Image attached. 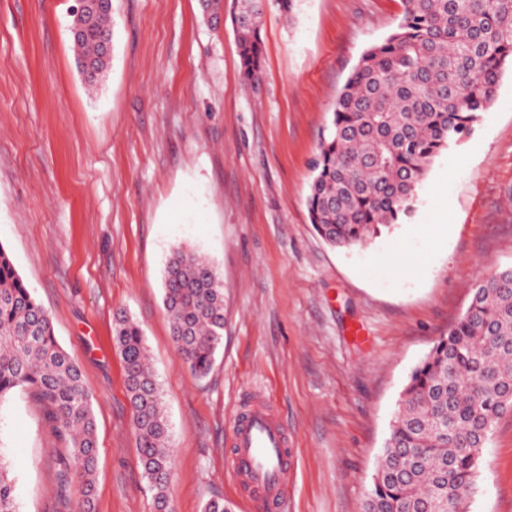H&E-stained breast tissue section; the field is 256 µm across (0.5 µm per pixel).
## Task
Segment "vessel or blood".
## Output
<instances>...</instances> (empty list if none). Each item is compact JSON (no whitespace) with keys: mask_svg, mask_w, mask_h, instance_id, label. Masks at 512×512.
I'll return each mask as SVG.
<instances>
[{"mask_svg":"<svg viewBox=\"0 0 512 512\" xmlns=\"http://www.w3.org/2000/svg\"><path fill=\"white\" fill-rule=\"evenodd\" d=\"M231 444L235 478L275 512H287V442L269 410L257 406L236 421Z\"/></svg>","mask_w":512,"mask_h":512,"instance_id":"1","label":"vessel or blood"}]
</instances>
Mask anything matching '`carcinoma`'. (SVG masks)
Here are the masks:
<instances>
[{
	"instance_id": "1",
	"label": "carcinoma",
	"mask_w": 512,
	"mask_h": 512,
	"mask_svg": "<svg viewBox=\"0 0 512 512\" xmlns=\"http://www.w3.org/2000/svg\"><path fill=\"white\" fill-rule=\"evenodd\" d=\"M396 30L367 49L339 92L313 161L310 224L330 246L362 248L408 215L433 160L469 134L494 102L512 62V0H402ZM261 0H235L241 77L262 78ZM78 63L89 86L104 76L102 38L112 0L72 16ZM164 303L177 352L192 373L210 372L224 337V288L213 263L182 247L166 265ZM113 338L123 358L132 428L155 512H170L173 458L160 389L142 329L120 314ZM27 389L66 442L60 491L77 474L79 512L94 510L97 443L93 395L57 342L49 313L0 247V402ZM512 413V266L473 288L448 333L412 369L390 424L363 512H469L484 450ZM0 452V512H20Z\"/></svg>"
}]
</instances>
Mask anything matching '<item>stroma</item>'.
<instances>
[{"instance_id": "obj_1", "label": "stroma", "mask_w": 512, "mask_h": 512, "mask_svg": "<svg viewBox=\"0 0 512 512\" xmlns=\"http://www.w3.org/2000/svg\"><path fill=\"white\" fill-rule=\"evenodd\" d=\"M76 0H0V246L49 312L93 394L95 512H154L139 463L117 313L142 329L174 465L172 512H263L228 466L238 414L265 402L288 436V512H362L412 367L482 278L512 266V66L473 131L439 155L408 216L367 247L334 248L308 220L312 161L361 54L401 0L266 6L264 75L245 85L231 12L202 0H112V54L87 90ZM224 286L210 374L177 354L163 305L175 247ZM64 445L23 389L0 403V450L21 512L57 497ZM470 512H512V413L492 433Z\"/></svg>"}]
</instances>
